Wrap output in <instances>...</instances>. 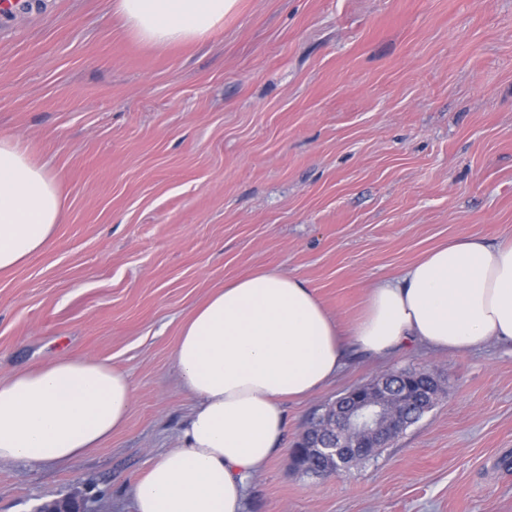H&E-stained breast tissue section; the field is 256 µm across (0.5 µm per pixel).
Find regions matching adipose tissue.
Returning a JSON list of instances; mask_svg holds the SVG:
<instances>
[{"instance_id":"1","label":"adipose tissue","mask_w":512,"mask_h":512,"mask_svg":"<svg viewBox=\"0 0 512 512\" xmlns=\"http://www.w3.org/2000/svg\"><path fill=\"white\" fill-rule=\"evenodd\" d=\"M238 0H112L141 43L200 42ZM64 210L49 162L0 137V272L50 244ZM512 344V238L458 237L401 276L370 288L351 323L332 316L300 277L260 270L214 292L182 325L174 363L193 401L177 446L131 490L135 512H241L250 480L278 456L284 401L308 397L357 354L383 358L417 343L457 351ZM130 377L62 356L0 381V463H69L122 430Z\"/></svg>"}]
</instances>
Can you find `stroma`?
Segmentation results:
<instances>
[{
  "label": "stroma",
  "instance_id": "1",
  "mask_svg": "<svg viewBox=\"0 0 512 512\" xmlns=\"http://www.w3.org/2000/svg\"><path fill=\"white\" fill-rule=\"evenodd\" d=\"M5 135L49 161L65 209L46 250L0 273V380L91 356L135 401L74 462L0 464V512L71 493L134 512L191 412L173 353L212 292L274 270L348 322L434 246L512 236V0H239L223 31L165 50L110 0H35L0 12ZM399 369L441 385L418 423L345 477L292 465L325 405ZM283 408L243 512H512L511 343L359 356Z\"/></svg>",
  "mask_w": 512,
  "mask_h": 512
}]
</instances>
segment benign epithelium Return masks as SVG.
Instances as JSON below:
<instances>
[{"mask_svg":"<svg viewBox=\"0 0 512 512\" xmlns=\"http://www.w3.org/2000/svg\"><path fill=\"white\" fill-rule=\"evenodd\" d=\"M427 390L411 371H396L372 385L359 386L331 403L324 418L326 429L301 435L292 461L301 465L305 451L315 449L346 467L370 448H382L408 425L406 408L425 401ZM43 512H85L71 496L48 504Z\"/></svg>","mask_w":512,"mask_h":512,"instance_id":"obj_1","label":"benign epithelium"}]
</instances>
